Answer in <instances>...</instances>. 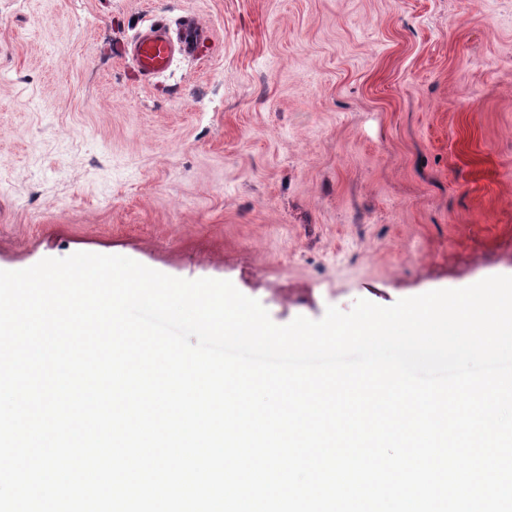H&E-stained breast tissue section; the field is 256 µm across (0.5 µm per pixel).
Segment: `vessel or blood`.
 Wrapping results in <instances>:
<instances>
[{"instance_id": "b4317fda", "label": "vessel or blood", "mask_w": 512, "mask_h": 512, "mask_svg": "<svg viewBox=\"0 0 512 512\" xmlns=\"http://www.w3.org/2000/svg\"><path fill=\"white\" fill-rule=\"evenodd\" d=\"M202 36L203 28L196 20H181L174 28L157 20L123 44L121 53L135 64L144 80L150 81L170 69L176 54H192Z\"/></svg>"}]
</instances>
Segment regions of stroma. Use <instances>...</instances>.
Instances as JSON below:
<instances>
[{"label": "stroma", "mask_w": 512, "mask_h": 512, "mask_svg": "<svg viewBox=\"0 0 512 512\" xmlns=\"http://www.w3.org/2000/svg\"><path fill=\"white\" fill-rule=\"evenodd\" d=\"M76 252L278 325L511 275L512 0H0V270ZM175 32L174 39L169 23L152 21L123 44L121 54L135 64L145 81H152L170 69L176 53L192 54L204 33L195 19L181 20Z\"/></svg>", "instance_id": "obj_1"}]
</instances>
